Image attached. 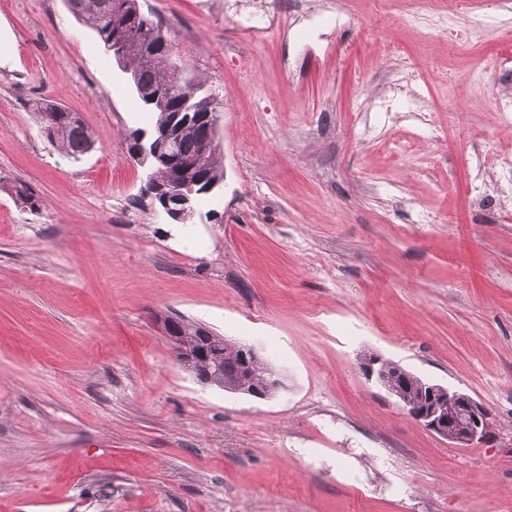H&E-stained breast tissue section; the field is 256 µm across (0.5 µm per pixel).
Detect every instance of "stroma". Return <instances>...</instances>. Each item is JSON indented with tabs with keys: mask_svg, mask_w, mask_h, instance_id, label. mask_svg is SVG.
Instances as JSON below:
<instances>
[{
	"mask_svg": "<svg viewBox=\"0 0 512 512\" xmlns=\"http://www.w3.org/2000/svg\"><path fill=\"white\" fill-rule=\"evenodd\" d=\"M141 5L223 105L204 205L221 220L187 232L140 197L123 137L147 117L111 54L65 0H0V512H512V214L471 206L469 170L478 140L512 164L481 69L512 12L475 0L456 52L406 22L436 0ZM407 73L438 137L361 138ZM36 97L95 150L59 153ZM175 314L255 347L284 387L197 382L157 321ZM368 352L481 402L487 439L455 448L410 418Z\"/></svg>",
	"mask_w": 512,
	"mask_h": 512,
	"instance_id": "1",
	"label": "stroma"
}]
</instances>
